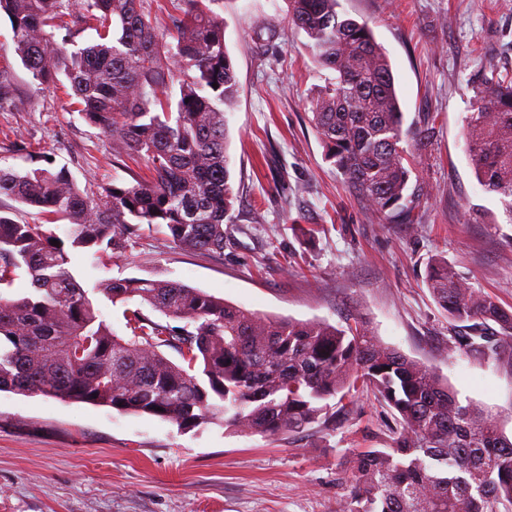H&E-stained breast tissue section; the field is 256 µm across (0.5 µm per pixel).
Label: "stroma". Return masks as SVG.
Here are the masks:
<instances>
[{"label": "stroma", "mask_w": 512, "mask_h": 512, "mask_svg": "<svg viewBox=\"0 0 512 512\" xmlns=\"http://www.w3.org/2000/svg\"><path fill=\"white\" fill-rule=\"evenodd\" d=\"M366 21L397 81L420 197L409 224H391L325 156L310 101L326 73L287 24L285 0H215L239 96L228 113L237 191L223 253L176 247L144 232L125 258L97 269L71 253L72 271L117 335L125 306L97 293L112 277L174 281L243 310L345 323L360 313L378 338L434 368L461 402L498 416L512 434V349L497 360L465 355L461 325L435 302L429 263L512 311V217L478 183L464 150L469 101L491 67L512 72V0H339ZM276 37L263 54L253 29ZM0 69L13 103L0 112V165L51 157L80 186L126 172L112 139L69 107L63 89L34 84L0 14ZM390 409L361 395L352 418L275 438L209 420L172 422L40 394L0 392V512H336L346 496L339 461L353 448L390 443Z\"/></svg>", "instance_id": "stroma-1"}]
</instances>
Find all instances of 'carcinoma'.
<instances>
[{
    "label": "carcinoma",
    "instance_id": "carcinoma-1",
    "mask_svg": "<svg viewBox=\"0 0 512 512\" xmlns=\"http://www.w3.org/2000/svg\"><path fill=\"white\" fill-rule=\"evenodd\" d=\"M170 2L169 42L151 0H0L32 81L64 78L74 111L148 171L82 190L47 158L26 171L0 167V196L44 218L20 224L0 215V392L151 415L182 429L222 415L235 432L275 437L336 425L365 387L394 410L391 444L342 456L351 485L338 512H512V438L495 415L461 403L435 370L383 344L363 316L344 326L260 316L178 282L105 279L98 291L112 303L140 304L126 311L129 334L119 336L77 282L71 251L102 265L147 230L166 229L181 248L224 251L237 198L226 119L237 76L214 0ZM287 2L314 61L335 73L312 102L328 157L384 219L413 223L404 114L386 52L367 22L338 11L339 0ZM88 29L96 39L78 44ZM465 148L479 184L512 216V74L492 67L484 76ZM58 222L68 225L66 241ZM21 273L30 288L16 297L10 287ZM427 284L465 324L458 347L498 358L512 341V313L444 260L430 264ZM144 306L179 324L152 319Z\"/></svg>",
    "mask_w": 512,
    "mask_h": 512
}]
</instances>
